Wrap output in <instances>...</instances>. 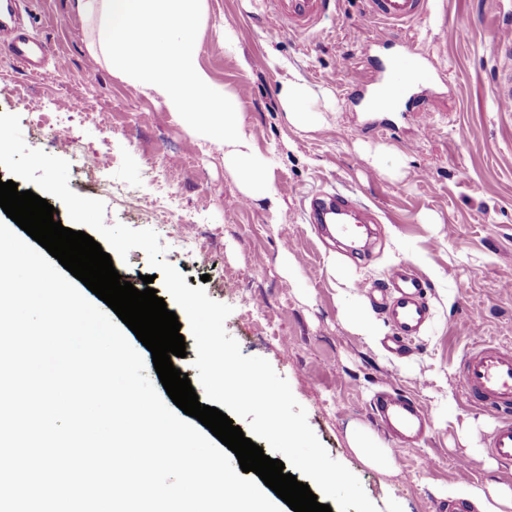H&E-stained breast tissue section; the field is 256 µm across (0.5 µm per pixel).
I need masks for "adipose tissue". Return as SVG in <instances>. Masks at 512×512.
I'll return each mask as SVG.
<instances>
[{
	"label": "adipose tissue",
	"mask_w": 512,
	"mask_h": 512,
	"mask_svg": "<svg viewBox=\"0 0 512 512\" xmlns=\"http://www.w3.org/2000/svg\"><path fill=\"white\" fill-rule=\"evenodd\" d=\"M199 0H74L82 16L99 21L98 50L125 82L154 92L196 137L221 153L243 195L277 203L270 162L255 151L243 129L240 101L212 82L200 63ZM313 91L301 81L285 83L280 101L290 126L318 128L323 117L303 109ZM477 512L512 507V488L463 480L448 489Z\"/></svg>",
	"instance_id": "obj_1"
}]
</instances>
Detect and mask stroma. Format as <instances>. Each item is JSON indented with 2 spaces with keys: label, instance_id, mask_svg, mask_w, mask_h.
Returning a JSON list of instances; mask_svg holds the SVG:
<instances>
[{
  "label": "stroma",
  "instance_id": "obj_1",
  "mask_svg": "<svg viewBox=\"0 0 512 512\" xmlns=\"http://www.w3.org/2000/svg\"><path fill=\"white\" fill-rule=\"evenodd\" d=\"M30 33L65 68L44 80L0 47V113L20 118L25 143L44 149L56 129L74 146L108 153L112 190L103 192L77 167L69 186L103 201L106 225L150 229L164 260L189 287L231 306L225 329L246 356L266 359L285 378L328 454L360 481L378 512H437L461 478L512 487L485 448L497 417L461 397L456 365L473 342L512 343V112L501 111L494 85L508 61L489 51L493 33L512 25V0H431L429 16L395 32L412 45L421 69L436 73L410 89L411 105L391 113V133L361 136L366 104L345 98L371 86L364 53H379L382 28L364 20L362 0H338L335 13L308 34L274 35L268 0H202L200 62L213 83L239 92L244 131L272 158L279 205L243 202L217 152L183 127L155 94L113 76L95 58L97 23L72 0H17ZM236 44L226 47L225 33ZM314 91L304 106L323 124L300 132L285 119L284 83ZM85 108L72 112L75 101ZM387 147L381 174L368 153ZM171 180L159 189L156 175ZM338 193L379 220L369 252L349 256L308 221L307 197ZM175 206L164 211L163 193ZM198 216L199 241L184 249L182 213ZM435 223H425V216ZM426 282L432 314L409 354L392 353V329L363 294L395 265ZM359 306L377 344L343 322ZM413 398L430 418L425 440L397 445L372 415L376 394ZM364 430L399 457L387 474L367 465L349 436Z\"/></svg>",
  "mask_w": 512,
  "mask_h": 512
}]
</instances>
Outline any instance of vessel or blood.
I'll return each mask as SVG.
<instances>
[{"label": "vessel or blood", "instance_id": "vessel-or-blood-1", "mask_svg": "<svg viewBox=\"0 0 512 512\" xmlns=\"http://www.w3.org/2000/svg\"><path fill=\"white\" fill-rule=\"evenodd\" d=\"M275 14L289 30L307 33L331 11L334 0H269ZM367 19L397 27L422 20L429 12V0H364ZM0 42L6 43L11 55L37 75L52 78L64 63L55 60L45 67L47 45L30 35L23 23L11 28L0 27ZM413 50L401 44L389 59L371 57L370 65L380 83L387 87L378 95L372 109L377 116L358 129L359 134L372 135L388 130L386 113L395 111L408 96L410 88L424 80L425 74L413 63ZM352 202L339 194H317L311 199L310 219L327 225L330 233L352 237L357 233L347 218ZM388 299L379 304L382 314L393 330L388 340L391 350L409 348L429 320V307L424 300L425 283L409 266L397 265L385 275ZM458 378L466 399L497 414L500 422L489 436L486 448L504 468L512 467V345L480 341L471 345L458 364ZM372 411L401 435L419 432L426 415L423 406L400 394H384L377 398Z\"/></svg>", "mask_w": 512, "mask_h": 512}]
</instances>
